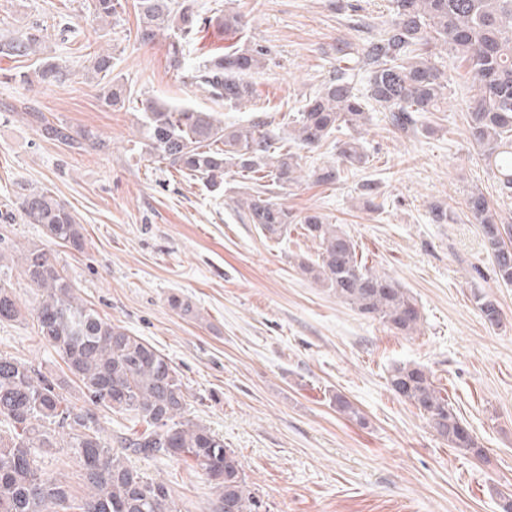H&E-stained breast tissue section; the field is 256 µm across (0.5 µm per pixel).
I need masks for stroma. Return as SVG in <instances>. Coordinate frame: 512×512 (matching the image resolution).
Segmentation results:
<instances>
[{"label": "stroma", "instance_id": "stroma-1", "mask_svg": "<svg viewBox=\"0 0 512 512\" xmlns=\"http://www.w3.org/2000/svg\"><path fill=\"white\" fill-rule=\"evenodd\" d=\"M90 0H0V30L46 28L45 55L71 68L62 85H25L30 58L0 57V205L18 185L41 188L83 227L85 250L55 247L80 302L144 338L181 373L188 414L236 451L252 490L269 512H502L512 496V286L499 285L466 202L477 189L512 224V197L470 143L465 102L473 93L465 64L443 54L448 98L423 113L422 132L395 129L370 105L357 136L366 164L343 167L332 185L313 170L332 164L335 133L298 149L296 183L274 199L296 218L287 237L265 239L239 218L236 189L213 192L140 154L134 103L105 106L85 65L112 56V73L132 94L217 113L225 124L264 113L279 136L336 72L334 47L378 33L390 0H195L201 17L232 7L248 20L244 41L266 46L265 66L249 77L254 95L235 110L169 68L167 41L142 43L133 5L104 21ZM72 130H93L108 149L79 151L40 136L29 110ZM377 186L366 199L363 185ZM455 221L434 224L431 203ZM318 212L358 245L368 268L398 281L416 299L419 332L403 336L361 315L303 276L298 257L316 243L299 218ZM42 228L21 217L0 222V278L27 314L0 323V354L63 379V364L39 341L32 310L39 297L17 258ZM501 308L487 324L474 300ZM188 299L195 316L168 305ZM428 368L484 448L479 458L448 447L419 411L389 389L397 363ZM339 393L359 410L354 421L331 404ZM147 477L167 483L188 512H210L213 491L199 470L163 458H131Z\"/></svg>", "mask_w": 512, "mask_h": 512}]
</instances>
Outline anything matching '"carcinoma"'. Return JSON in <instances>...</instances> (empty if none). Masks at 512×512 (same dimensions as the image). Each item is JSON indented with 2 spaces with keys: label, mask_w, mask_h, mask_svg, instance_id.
Instances as JSON below:
<instances>
[{
  "label": "carcinoma",
  "mask_w": 512,
  "mask_h": 512,
  "mask_svg": "<svg viewBox=\"0 0 512 512\" xmlns=\"http://www.w3.org/2000/svg\"><path fill=\"white\" fill-rule=\"evenodd\" d=\"M98 17L108 19L123 7L121 0H92ZM138 37L144 43L167 35L169 67H188L183 42L208 24L194 10V0H135ZM227 35L240 34L244 17L224 10L216 17ZM44 30L0 37V55L34 57L31 72L19 81L60 85L68 67L40 57ZM445 46L467 64L474 94L467 103V133L498 181L499 193L512 195V0H392L384 28L360 46L336 44V60L351 58L366 75L365 92L357 94L347 70L323 83L291 124V139L299 146L318 147L342 128L358 130L368 120L366 109L375 103L392 113L398 129H417L419 114L434 112L448 98V74L439 67L432 49ZM269 51L258 43L236 44L193 68L192 78L230 106L253 95L246 76L264 67ZM87 72L93 78L112 73V56L97 54ZM131 97L115 80L103 87V102L123 107ZM142 151L164 162L181 176L217 191L232 174L251 186L237 201L240 219L253 224L269 240L288 235L295 223L288 207L272 200L274 189L297 181V156L278 145L270 122L257 116L224 124L212 112L175 106L153 95L140 99ZM41 136L73 149L102 150L106 140L91 130L74 133L62 123H50L38 112L29 113ZM345 166H360L367 155L357 139L339 146ZM340 168L326 165L312 172L319 184H332ZM24 222L39 224L53 243L82 251V227L74 215L45 189L19 187L12 203ZM472 223L480 226L498 281L512 285V224L500 219L483 192L469 194ZM434 224H448V204L430 206ZM304 235L318 245L316 258L302 257L298 269L397 334L411 336L420 329L417 301L397 281L371 271L359 258L357 243L317 212L301 220ZM21 273L40 292L34 309L39 340L54 349L78 379L80 397L63 392L55 380L27 362L0 354V512H182L170 488L127 464L131 455L191 461L206 475L214 498L210 512H261L262 500L251 490L235 450L209 427L187 417L185 384L181 374L150 343L126 328L104 320L74 296V284L44 244L23 252ZM486 323L498 327L502 313L496 300L474 295ZM23 316L13 288L0 281V322ZM390 389L413 405L448 447L483 456L476 437L459 441L464 422L448 395L435 385L432 373L416 363L394 365ZM131 413L146 425L105 441L97 411ZM66 448L81 464L84 494L54 480L40 465L41 454Z\"/></svg>",
  "instance_id": "cac0c4a2"
}]
</instances>
